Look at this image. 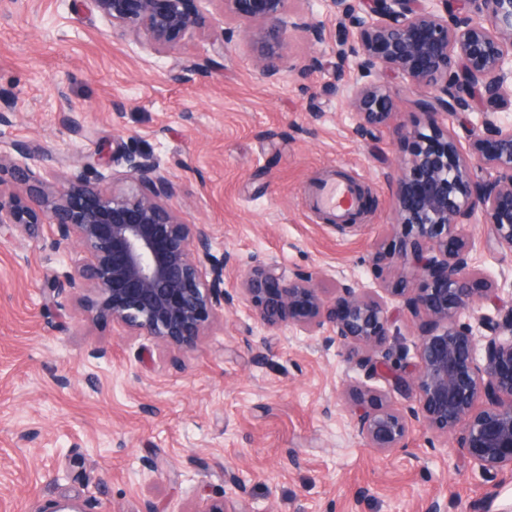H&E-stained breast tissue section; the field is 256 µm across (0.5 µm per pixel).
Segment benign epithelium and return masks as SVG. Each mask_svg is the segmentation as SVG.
Segmentation results:
<instances>
[{"instance_id": "1", "label": "benign epithelium", "mask_w": 512, "mask_h": 512, "mask_svg": "<svg viewBox=\"0 0 512 512\" xmlns=\"http://www.w3.org/2000/svg\"><path fill=\"white\" fill-rule=\"evenodd\" d=\"M112 33L146 40L156 54L172 53L214 20L188 0H90ZM223 18L248 35L260 74L284 68L282 42L303 29L316 42L323 29L288 11V0H218ZM351 30L352 48L340 43L333 65L364 137L388 125L393 100L376 77L392 76L416 93L427 131L417 132L410 166L395 181L396 225L402 233L376 248L371 262L393 266L419 282L370 288L334 282L324 295L311 273L287 274L275 262L248 269L238 295L262 326H292L306 336L326 335L343 358L369 379L384 377L406 405L392 407L351 391L358 435L386 453L402 447L415 423L455 436L459 454L487 481L512 471V300L471 262L468 224L485 225V247L512 251V0H321ZM256 30H250V27ZM467 114L469 147L455 130ZM0 152L27 199L3 200L0 230L30 234L40 224L56 229L59 244L77 241L84 257L66 278L73 290L90 287L83 308L129 332L178 349L195 347L202 330L233 301L224 289L230 257L184 223L163 200L176 192L169 171L150 152L127 149L130 190L107 194L105 175L91 162L75 165L48 190L34 168L39 150L11 143ZM484 177L473 179L474 170ZM482 282L483 288L474 287ZM421 321L418 364L399 367L403 354L390 343L387 298ZM494 299L496 315L466 320Z\"/></svg>"}]
</instances>
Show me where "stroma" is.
<instances>
[{"label":"stroma","mask_w":512,"mask_h":512,"mask_svg":"<svg viewBox=\"0 0 512 512\" xmlns=\"http://www.w3.org/2000/svg\"><path fill=\"white\" fill-rule=\"evenodd\" d=\"M290 8L325 39L288 33L286 66L268 80L239 33L220 55L205 52L208 29L158 56L113 36L89 0H0V107L11 119L0 138L40 148L50 184L64 173L59 156L99 160L107 193L128 186L124 147L154 153L178 185L168 207L208 232L214 254L231 255L227 289L270 261L326 281L401 279L397 268L375 278L371 257L395 231L388 177L410 159L426 118L400 88L390 126L356 135L331 70L343 26L320 0ZM313 57L319 69L304 71ZM346 180L365 207L341 226L307 198ZM467 231L474 266L512 298V252L490 259L484 226ZM80 255L46 224L0 239V512H55L69 500L84 512H195L219 497L236 512H425L433 497L447 512H512V477L484 480L454 436L418 424L404 447H365L350 390L366 384L383 403L402 399L338 346L265 328L239 300L195 350L160 346L85 315L64 278ZM147 460L167 478L154 479ZM228 468L244 491L225 485Z\"/></svg>","instance_id":"1"}]
</instances>
